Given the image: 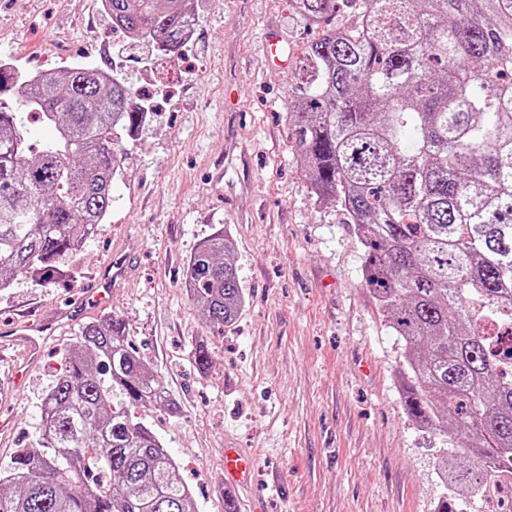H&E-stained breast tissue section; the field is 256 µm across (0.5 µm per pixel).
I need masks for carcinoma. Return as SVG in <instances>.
<instances>
[{
    "label": "carcinoma",
    "instance_id": "1",
    "mask_svg": "<svg viewBox=\"0 0 512 512\" xmlns=\"http://www.w3.org/2000/svg\"><path fill=\"white\" fill-rule=\"evenodd\" d=\"M131 42L177 58L192 0H105ZM321 35L287 119L311 198L332 204L365 249L366 290L403 346L408 417L448 433L449 491L496 493L512 470V373L485 327L512 319V0H289ZM351 10L358 21L329 24ZM137 95L98 65L29 76L0 65V291L52 279L112 207L122 139L146 122ZM53 130L37 154L24 114ZM221 231L183 284L208 325L246 304ZM201 374L213 361L200 340ZM178 407L114 315L82 325L40 405L36 446L0 462V512H195L191 491L142 413ZM464 452L456 453L454 449Z\"/></svg>",
    "mask_w": 512,
    "mask_h": 512
}]
</instances>
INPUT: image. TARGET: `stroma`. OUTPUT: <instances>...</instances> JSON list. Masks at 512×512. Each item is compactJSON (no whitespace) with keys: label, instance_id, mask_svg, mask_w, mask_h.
<instances>
[{"label":"stroma","instance_id":"stroma-1","mask_svg":"<svg viewBox=\"0 0 512 512\" xmlns=\"http://www.w3.org/2000/svg\"><path fill=\"white\" fill-rule=\"evenodd\" d=\"M194 40L163 59L157 112L124 139L129 152L112 210L82 252L43 287L0 291V325L81 306L115 315L180 403L144 421L175 459L196 512H224V451L254 459L238 512H434L442 432L406 415L397 382L401 345L364 288V252L334 206L314 204L297 162L286 106L316 31L288 0H197ZM273 33L287 62L264 46ZM117 34L100 0H0V58L33 73L111 64ZM223 170L218 188L209 173ZM230 232L248 300L236 324L206 327L182 286L199 242ZM130 270L94 305L115 253ZM77 326L59 325L18 388L0 385V461L33 443L40 403L59 376ZM213 356L209 375L191 359Z\"/></svg>","mask_w":512,"mask_h":512}]
</instances>
